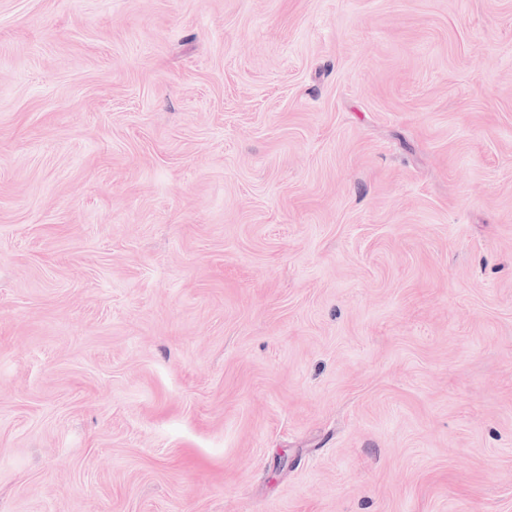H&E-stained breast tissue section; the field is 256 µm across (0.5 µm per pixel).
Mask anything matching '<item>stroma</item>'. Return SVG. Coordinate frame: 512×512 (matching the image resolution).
Here are the masks:
<instances>
[{
  "mask_svg": "<svg viewBox=\"0 0 512 512\" xmlns=\"http://www.w3.org/2000/svg\"><path fill=\"white\" fill-rule=\"evenodd\" d=\"M0 512H512V0H0Z\"/></svg>",
  "mask_w": 512,
  "mask_h": 512,
  "instance_id": "obj_1",
  "label": "stroma"
}]
</instances>
